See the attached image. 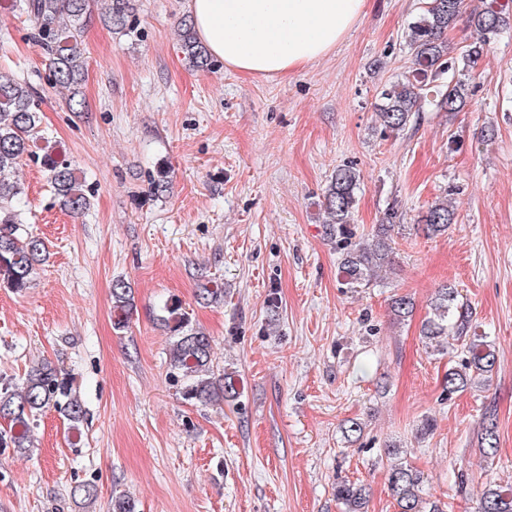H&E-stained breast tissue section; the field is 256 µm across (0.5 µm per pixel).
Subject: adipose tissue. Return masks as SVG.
Here are the masks:
<instances>
[{
  "mask_svg": "<svg viewBox=\"0 0 512 512\" xmlns=\"http://www.w3.org/2000/svg\"><path fill=\"white\" fill-rule=\"evenodd\" d=\"M366 0H187L209 53L247 75L281 77L327 55Z\"/></svg>",
  "mask_w": 512,
  "mask_h": 512,
  "instance_id": "1",
  "label": "adipose tissue"
}]
</instances>
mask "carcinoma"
<instances>
[{"label":"carcinoma","mask_w":512,"mask_h":512,"mask_svg":"<svg viewBox=\"0 0 512 512\" xmlns=\"http://www.w3.org/2000/svg\"><path fill=\"white\" fill-rule=\"evenodd\" d=\"M93 0H24L23 9L36 21L37 39L48 59L51 84L70 90L69 109L80 112L83 101L80 83L85 62L79 44L84 22L91 14ZM473 32L472 41L462 55L461 71L468 72L487 52L491 39L512 26V10L501 0H489L480 8L465 12L464 0H426L422 11L409 23L406 43L415 73L381 88L376 105L381 132L398 135L414 128L420 119V109L428 102L439 112H458L470 99L469 83L450 76L443 84L436 81L456 71L449 61L446 36L461 18ZM105 20L112 29L125 35L137 32L131 0H111ZM180 48L196 68L209 70L215 61L194 31L193 22L184 19L179 29ZM40 127V99L26 82L0 74V287L21 292L29 287L34 265L45 250L44 241L26 233L12 202L19 199L22 189L15 181L5 178V172L17 168L24 158L39 164L45 172L55 198L64 209L79 214L90 208V195L79 186L72 163L59 153L33 152L34 144L43 139ZM361 174L351 165L336 168L323 194V206L328 215L325 232L336 241L342 253L345 285L367 288L380 268L393 269L395 228L399 219L397 206L388 208L384 221L375 225L369 236H357L350 217L356 204ZM454 209L446 202L436 201L418 217V223L430 238L448 233L454 223ZM199 299L206 303L224 301V286L207 281L200 285ZM112 303L114 327H128L135 305L130 286L118 281L113 284ZM414 303L406 295L391 302L393 320L406 321L413 315ZM162 322L173 341L170 348V368L183 380V399L205 403L229 401L238 393V381L230 373H217L212 361L211 339L194 328L188 318L168 310ZM472 311L460 299L458 288L448 284L437 289L428 316L422 321L420 336L433 354H445L457 346L463 357L457 366L448 369L445 384L448 395L463 392L487 380L497 363L495 350L484 336L468 335ZM59 409L66 419L78 423L83 407L70 385L59 379L47 361L33 367L19 384L0 382V419L9 424V431L0 433V445H12L20 450L32 447L31 432L35 417L45 408ZM499 435L493 414L484 417L477 435V445L485 458L496 455ZM393 460L388 483L398 512H447L446 504L424 493L426 477L423 471L402 460L403 450L397 446L384 449ZM336 502L342 512H368L370 490L358 482L339 481L334 487ZM478 512H512V488L494 481L485 484Z\"/></svg>","instance_id":"cac0c4a2"}]
</instances>
